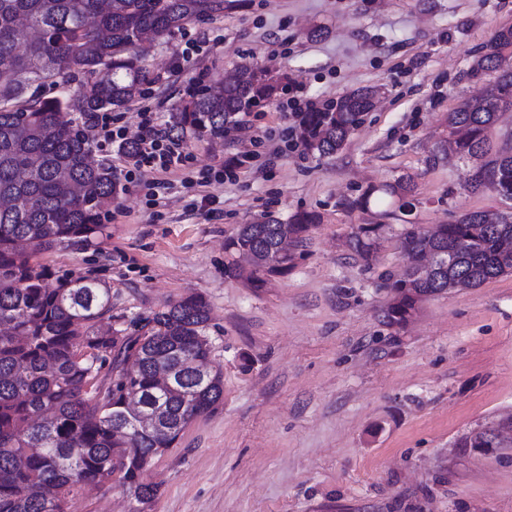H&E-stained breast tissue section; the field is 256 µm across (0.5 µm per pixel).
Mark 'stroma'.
<instances>
[{
  "label": "stroma",
  "instance_id": "35a3bbf8",
  "mask_svg": "<svg viewBox=\"0 0 512 512\" xmlns=\"http://www.w3.org/2000/svg\"><path fill=\"white\" fill-rule=\"evenodd\" d=\"M317 26L324 36L309 38ZM509 26L512 0H240L146 44L157 80L119 110L132 139L142 103L165 130L175 102L244 64L329 105L381 91L328 157L288 133L284 94L224 139L182 138L188 166L122 183L97 248L40 255L49 285L89 276L111 286L117 329L191 293L209 305L223 400L151 460L144 479L159 492L147 512H512V274L426 297L404 328L383 322L404 225L512 212V201L472 191V162L438 151L448 112L494 82L473 64ZM242 152L233 180L199 184L200 171ZM402 176L415 184L409 214L385 202L350 208ZM298 213L318 221L287 275L257 290L229 276L224 241L239 225ZM362 224L385 227L368 261L348 247ZM478 433L487 446H466ZM138 508L113 480L68 503Z\"/></svg>",
  "mask_w": 512,
  "mask_h": 512
}]
</instances>
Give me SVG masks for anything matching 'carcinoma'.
Returning a JSON list of instances; mask_svg holds the SVG:
<instances>
[{
    "label": "carcinoma",
    "instance_id": "1",
    "mask_svg": "<svg viewBox=\"0 0 512 512\" xmlns=\"http://www.w3.org/2000/svg\"><path fill=\"white\" fill-rule=\"evenodd\" d=\"M230 7V0H0V512H67L80 489L114 476L148 507L158 494L143 480L148 462L223 398L203 296L190 294L124 329H104L111 288L90 277L62 278L51 288L37 256L86 248L108 228L102 219L120 182L112 164L88 162L95 147L78 118L122 107L156 80L139 35L170 36ZM474 70L497 77L482 97L448 113V143L474 162L473 190L512 200V147L494 151L489 141L500 111L512 108V27L494 34ZM67 74L82 75L74 93L43 96ZM280 85L268 70L242 65L218 91L203 88L176 103L168 134L222 139ZM376 93L358 89L308 117L300 144L323 157L339 151ZM413 192L411 177L403 176L353 204L366 210L379 193L405 211ZM316 222L303 213L241 225L225 251L249 255L253 268L228 270L251 288L288 274L296 253L282 242L303 246ZM382 232L381 224H361L349 248L367 261ZM400 248L409 265L391 284L384 313L386 325L398 328L427 296L512 274V213L475 210L433 231L406 227ZM161 369L171 371L167 388L157 381ZM133 392L136 413L127 406Z\"/></svg>",
    "mask_w": 512,
    "mask_h": 512
}]
</instances>
